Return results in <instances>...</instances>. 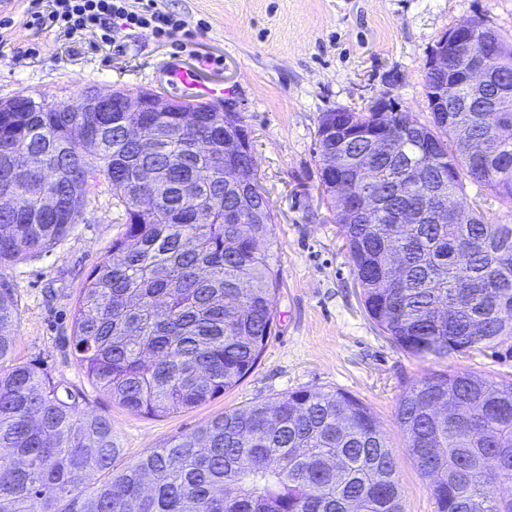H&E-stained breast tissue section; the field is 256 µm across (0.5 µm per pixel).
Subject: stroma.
I'll use <instances>...</instances> for the list:
<instances>
[{
	"label": "stroma",
	"mask_w": 512,
	"mask_h": 512,
	"mask_svg": "<svg viewBox=\"0 0 512 512\" xmlns=\"http://www.w3.org/2000/svg\"><path fill=\"white\" fill-rule=\"evenodd\" d=\"M27 6L8 0L0 7V18L11 20L0 30V100L23 94L74 105L91 88L177 99L167 77L176 62L223 84L224 105L244 117L270 201V251L282 285L274 335L252 373L223 397L167 416L112 403L90 383L72 343L85 278L124 229L112 186L102 181L63 240L4 270L18 296L15 361L83 392L85 413L111 419L119 469L224 411L300 389L346 391L373 411L397 458L406 512H435L396 420L399 397L430 374L512 378V338L421 361L382 334L364 310L336 211L322 198L317 129L323 113L358 112L380 97L427 122L424 75L436 42L473 17L512 41V0H161L185 22L178 36L164 42L143 29L111 49L89 36L64 40L27 26Z\"/></svg>",
	"instance_id": "1"
}]
</instances>
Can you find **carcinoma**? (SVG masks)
I'll list each match as a JSON object with an SVG mask.
<instances>
[{
    "label": "carcinoma",
    "mask_w": 512,
    "mask_h": 512,
    "mask_svg": "<svg viewBox=\"0 0 512 512\" xmlns=\"http://www.w3.org/2000/svg\"><path fill=\"white\" fill-rule=\"evenodd\" d=\"M492 65L512 84V42L493 34ZM427 148L399 158L376 146L380 209L355 224L336 218L367 315L403 352L427 361L494 346L512 337V224L475 209L450 223L432 218L427 187L401 189L413 164L427 181L448 179L458 196L470 182L512 210V140L491 115L472 127L492 162L459 154L448 102L433 98ZM377 103L348 111L319 153L362 133L401 135L409 112L378 119ZM217 129L208 112H1L0 269L40 253L79 223L84 183L121 176L114 206L122 236L87 275L74 321V353L92 382L127 410L169 415L224 396L255 368L276 321L280 271L269 241L273 215L257 173L231 179L247 157L224 158V137L246 131L239 112ZM178 133L150 148L151 125ZM78 127L94 144L89 160L73 143ZM159 177L141 187L138 170ZM214 194L224 199L210 208ZM413 207L414 224L399 223ZM262 211V224L227 218ZM401 252L400 287L386 280L388 254ZM18 298L0 272V512H405L398 461L373 412L346 391L295 390L274 404L224 412L206 426L114 473L112 422L81 409L82 395L35 367L14 362ZM397 422L436 512H512V380L471 373L422 377L400 395Z\"/></svg>",
    "instance_id": "obj_1"
}]
</instances>
